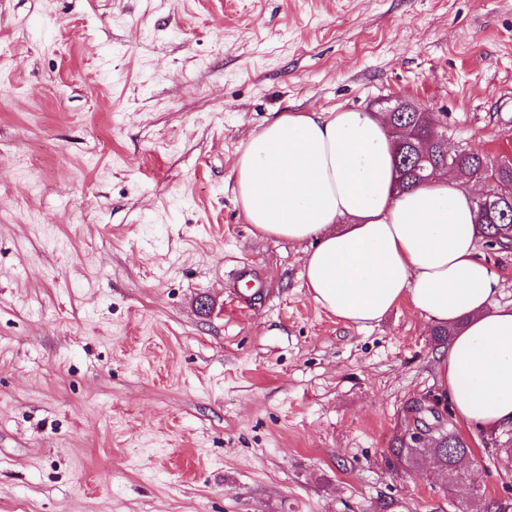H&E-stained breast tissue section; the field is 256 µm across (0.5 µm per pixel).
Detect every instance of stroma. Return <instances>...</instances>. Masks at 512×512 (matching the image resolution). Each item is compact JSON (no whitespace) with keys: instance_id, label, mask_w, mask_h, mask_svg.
<instances>
[{"instance_id":"stroma-1","label":"stroma","mask_w":512,"mask_h":512,"mask_svg":"<svg viewBox=\"0 0 512 512\" xmlns=\"http://www.w3.org/2000/svg\"><path fill=\"white\" fill-rule=\"evenodd\" d=\"M0 512H478L512 497L388 466L446 408L436 316L367 328L233 192L282 112L448 115L512 155V0H0ZM252 271L265 292L238 302Z\"/></svg>"}]
</instances>
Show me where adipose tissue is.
<instances>
[{"label":"adipose tissue","mask_w":512,"mask_h":512,"mask_svg":"<svg viewBox=\"0 0 512 512\" xmlns=\"http://www.w3.org/2000/svg\"><path fill=\"white\" fill-rule=\"evenodd\" d=\"M395 134L368 112H285L252 134L234 192L267 237L312 242V299L364 328L401 303L458 326L439 357L457 420L512 423V306L494 304L498 275L477 252L475 186L451 173L397 190Z\"/></svg>","instance_id":"1"}]
</instances>
